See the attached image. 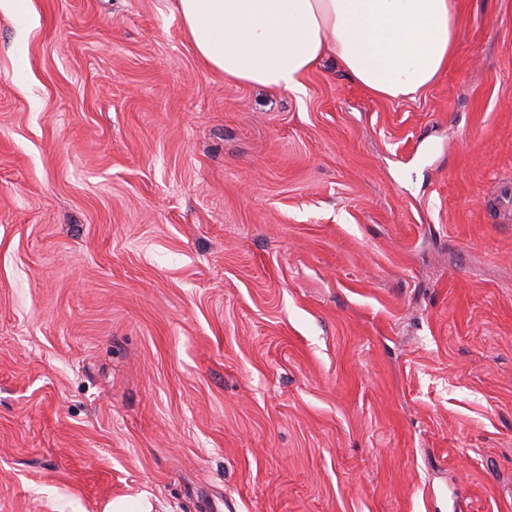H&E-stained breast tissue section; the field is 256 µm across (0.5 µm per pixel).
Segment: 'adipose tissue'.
Returning a JSON list of instances; mask_svg holds the SVG:
<instances>
[{
  "label": "adipose tissue",
  "instance_id": "obj_1",
  "mask_svg": "<svg viewBox=\"0 0 512 512\" xmlns=\"http://www.w3.org/2000/svg\"><path fill=\"white\" fill-rule=\"evenodd\" d=\"M196 53L226 79L288 91L326 53L375 95L432 84L453 51L456 0H179Z\"/></svg>",
  "mask_w": 512,
  "mask_h": 512
}]
</instances>
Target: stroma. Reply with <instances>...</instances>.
Wrapping results in <instances>:
<instances>
[{"label": "stroma", "instance_id": "obj_1", "mask_svg": "<svg viewBox=\"0 0 512 512\" xmlns=\"http://www.w3.org/2000/svg\"><path fill=\"white\" fill-rule=\"evenodd\" d=\"M0 0V512H512V0L430 86L225 80L176 0Z\"/></svg>", "mask_w": 512, "mask_h": 512}]
</instances>
